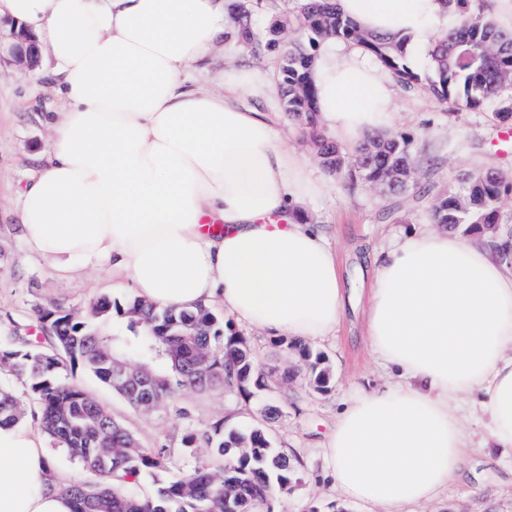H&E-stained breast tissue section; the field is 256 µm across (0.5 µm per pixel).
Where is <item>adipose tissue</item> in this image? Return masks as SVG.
<instances>
[{
  "label": "adipose tissue",
  "mask_w": 512,
  "mask_h": 512,
  "mask_svg": "<svg viewBox=\"0 0 512 512\" xmlns=\"http://www.w3.org/2000/svg\"><path fill=\"white\" fill-rule=\"evenodd\" d=\"M230 0H0L34 38L61 111L20 203L29 248L62 279L107 268L139 299L220 304L253 329L333 338L345 304L336 252L300 206L318 195L272 113L237 98L240 71L202 91L207 62L233 53ZM364 30L407 37V53L460 23L445 0H338ZM316 125L357 147L395 110L391 74L359 46L324 41L311 67ZM365 343L396 384L347 399L323 444L339 496L413 512L456 482L472 444L458 402L474 399L512 454V267L448 229L403 235L375 264ZM42 439L0 426V512H74L49 479Z\"/></svg>",
  "instance_id": "ef3b65f1"
}]
</instances>
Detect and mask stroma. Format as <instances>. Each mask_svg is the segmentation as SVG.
<instances>
[{"mask_svg": "<svg viewBox=\"0 0 512 512\" xmlns=\"http://www.w3.org/2000/svg\"><path fill=\"white\" fill-rule=\"evenodd\" d=\"M294 10L293 0H261L253 10L254 26L279 44H288L299 38L285 24ZM242 67L255 72L262 87L243 94L239 105L267 111V90L277 84L276 52L246 64L235 54L216 60L210 67L211 76L220 79L225 72ZM31 72L26 64L0 61V336L13 335L18 328L40 335L41 327L33 317L40 307L61 304L82 315L100 298L122 305L133 297L129 288L113 286L111 274L103 270L89 269L71 280H58L48 264L25 245L17 203L49 140L50 131L41 116L61 108L51 78H42L34 86L27 80ZM494 112L491 106L477 111L443 106L424 89L398 88L392 128L413 139L419 183L418 189L402 194L383 193L361 183L345 186L312 156L309 141L296 132L287 116L278 115L276 135L307 156L308 174L322 188L317 198L303 205L302 212L325 227L351 290L337 337L308 344L312 354L324 356L332 371L329 391L318 392L310 386L305 363L292 349L290 338L242 325L238 333L250 345L257 370L272 384L271 391L248 401L217 391L185 390L173 404L144 412L83 369L70 371V382L120 420L144 447L166 446L178 468L195 462L181 447L186 428L205 430L219 421L228 427L264 426L302 464L298 482L276 498V512H369L362 503L339 498L326 476L322 450L342 401L357 389H383L395 382L382 361L362 345L361 287L370 281L374 255L415 225L428 223L435 200L456 188L462 174L494 169L512 182V139H504L507 127ZM286 370L295 371L296 376L283 384L279 377ZM271 405L283 409L272 420L265 416ZM460 406L465 431L475 444L463 477L437 500L417 505L415 512H512V461L502 458L498 449L487 447L488 429L480 415L472 412L468 399H461Z\"/></svg>", "mask_w": 512, "mask_h": 512, "instance_id": "obj_1", "label": "stroma"}]
</instances>
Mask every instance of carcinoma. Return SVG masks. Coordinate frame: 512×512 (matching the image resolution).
Here are the masks:
<instances>
[{
	"mask_svg": "<svg viewBox=\"0 0 512 512\" xmlns=\"http://www.w3.org/2000/svg\"><path fill=\"white\" fill-rule=\"evenodd\" d=\"M296 22L307 46L290 47L280 56L277 85L283 112L300 123L322 165L349 187L361 181L389 191L417 187L411 137L390 132L367 137L350 154L328 141L316 128L315 95L310 68L321 42L336 38L374 55L404 87L427 80L441 105L481 110L497 102L496 117L512 121V99L502 98L512 86V32L501 30L485 0H446L461 14L459 28L440 37L429 50L430 73L421 78L406 63L407 38L361 31L344 17L336 0H297ZM238 25L236 43L260 56L273 41L256 32L250 11L230 6ZM512 184L494 170L464 178L457 189L442 195L431 211V223L478 238L493 228L509 235L500 208ZM125 331H113V315ZM46 336L0 337V369L5 370L37 401L39 424L54 447L97 475L91 484L63 485L75 512H274L275 495L298 480V458L275 445L260 427H224L218 422L183 435V448L206 455L194 466L169 475L168 449L144 448L136 437L83 390L66 372L76 366L94 374L133 407L150 410L174 399L184 389L222 390L248 400L269 389L255 370L252 352L231 321L213 310H176L134 299L126 306L106 300L77 317L63 307L36 309ZM322 358L309 364L313 384L325 391L330 370ZM24 417L20 398L0 388V425ZM149 475L153 491L140 479Z\"/></svg>",
	"mask_w": 512,
	"mask_h": 512,
	"instance_id": "1",
	"label": "carcinoma"
}]
</instances>
